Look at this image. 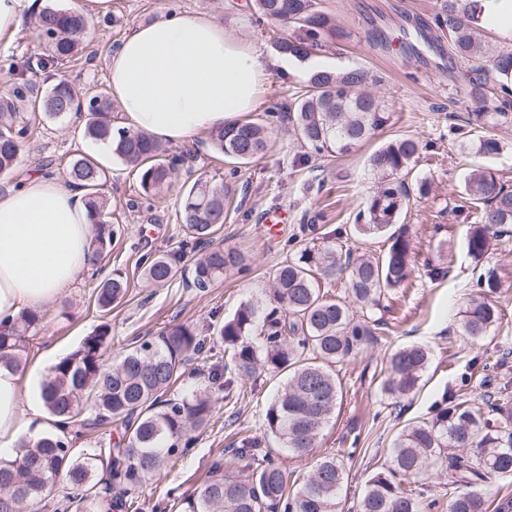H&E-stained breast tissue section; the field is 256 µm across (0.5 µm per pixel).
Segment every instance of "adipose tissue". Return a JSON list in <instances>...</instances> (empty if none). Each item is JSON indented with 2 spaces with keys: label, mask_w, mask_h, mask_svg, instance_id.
Masks as SVG:
<instances>
[{
  "label": "adipose tissue",
  "mask_w": 512,
  "mask_h": 512,
  "mask_svg": "<svg viewBox=\"0 0 512 512\" xmlns=\"http://www.w3.org/2000/svg\"><path fill=\"white\" fill-rule=\"evenodd\" d=\"M315 65L290 55L261 59L208 16L184 13L134 27L109 73L120 126L185 143L255 109L271 72ZM91 234L81 190L57 178L39 173L0 192V321L45 312L90 268ZM45 410L38 373L0 366V451L11 452L20 436H45L46 426L32 424Z\"/></svg>",
  "instance_id": "obj_1"
}]
</instances>
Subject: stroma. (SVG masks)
Instances as JSON below:
<instances>
[{"mask_svg": "<svg viewBox=\"0 0 512 512\" xmlns=\"http://www.w3.org/2000/svg\"><path fill=\"white\" fill-rule=\"evenodd\" d=\"M442 2L318 0L322 10L334 14L352 33L349 41L320 53L321 65L333 70L359 67L382 76L372 92L392 114L387 126L350 155L314 156L298 163L299 145L283 120L266 153L234 171L203 132L193 141L170 144L171 153H190L191 160L161 199L144 196L136 176L116 158L103 159L107 171L103 192L122 234L101 268L82 272L49 304L30 342L28 369H47L48 350L65 357L103 323L111 328L108 353L115 356L137 336H156L180 324L202 328L212 315L229 319L247 302L272 306V274L294 258L307 225H316L320 243H334L337 230L352 224L376 188L369 156L397 137L410 136L423 146L412 173L432 183L429 196L412 202L400 216L414 239L415 286L394 291L384 300L376 313L382 322L379 341L365 345L339 366L343 401L318 443L319 452L336 454L346 466L348 481L338 512H357L367 481L380 472L397 433L412 421L432 418L447 391L478 399L488 385L512 388V232L497 238L487 258L501 279L493 299L504 319L475 348L460 336L454 321L474 293V274L464 247L468 223L452 212L464 176L477 166L492 168L512 186V128L492 129V136L503 145L498 155L476 154L475 144L484 131L465 125L464 120L480 108H492L496 96L488 94L481 103L470 97L472 65L454 53L447 30L436 22ZM184 12L207 15L263 58L275 56L274 42L285 33L279 25L255 23L253 0H111L108 12L91 16L86 50L76 59L37 72L34 79L46 90L61 71L79 93H93L107 86L110 56L134 25ZM40 52V40L29 24L12 42H0V88L9 85L11 67ZM83 126V117L76 115L43 120L23 150L17 177L26 176L36 165L60 178L73 157L97 155L96 145L82 136ZM17 177L0 176V189L14 186ZM200 178L232 188L215 240L241 250L246 264L245 270L227 273L204 293L192 285L198 251L186 246L178 213L181 191ZM271 208L288 214L276 238L259 221L260 214ZM448 250L455 255L449 275L429 278L430 267ZM163 252L179 255L178 273L166 285L147 284L137 261ZM115 270L128 275L131 288L105 314L95 308L94 297L99 284ZM414 343L430 349L431 362L421 390L395 407L382 395L379 380L391 351ZM282 383V377L263 373L247 383L244 398L217 392L210 424L197 431L194 445L182 456L147 477L136 491L139 500L155 503L164 500L171 488L192 489L206 477L215 455L245 437L262 440L286 469L289 481L302 480L309 471L308 461L291 458L265 431L264 412Z\"/></svg>", "mask_w": 512, "mask_h": 512, "instance_id": "1", "label": "stroma"}]
</instances>
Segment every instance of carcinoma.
I'll return each instance as SVG.
<instances>
[{"instance_id":"obj_1","label":"carcinoma","mask_w":512,"mask_h":512,"mask_svg":"<svg viewBox=\"0 0 512 512\" xmlns=\"http://www.w3.org/2000/svg\"><path fill=\"white\" fill-rule=\"evenodd\" d=\"M258 21L279 24L289 35L275 43L282 54L317 56L330 46L351 38V32L317 0H253ZM473 0H444L445 19L455 53L476 63L477 77L469 82L471 97L485 98L486 74L512 70V51H490L479 38ZM88 26L80 11L59 0H46L35 19L43 54L27 60L16 73L12 90L0 96V174L19 163L31 123L41 117L62 119L85 113L84 136L110 143L112 155L134 172L143 193L162 198L174 175L188 161L172 155L164 143L144 131L118 125L119 107L102 88L80 94L69 80L59 79L40 91L27 73L44 70L57 60H70L83 50ZM381 78L351 67L310 70L307 91L288 107L293 132L305 148V157L324 154L346 156L367 142L391 119L376 97L362 90ZM499 104L491 112H471L468 123L478 128H512V95L499 90ZM280 108L271 106L256 118H245L210 131L216 152L246 164L267 150L269 134ZM422 153L421 142L397 137L369 157L378 179L350 230L355 238L387 236V248L373 255H354L338 234L336 245L299 247L295 258L276 268L272 276L271 309L253 303L241 305L227 319L212 320L206 328L217 335L229 355L223 382L228 390L260 370L285 383L265 413L267 433L280 439L296 458H313L312 473L288 494V476L262 442L243 438L228 450L240 474L224 476V454L215 456L208 476L190 492L178 496L181 512H337L346 468L335 455H313L323 426L336 409L341 384L336 364L349 359L375 340L378 330L369 313L400 288L415 285L412 276L414 245L407 227L393 229L412 199L430 193L428 179L409 185L403 180ZM67 183L84 191L93 233L89 249L101 264L111 253L120 227L110 220L109 200L101 192L105 169L92 157L79 155L66 168ZM231 189L209 181H195L179 199V217L185 235L206 250L194 267V287L209 288L225 273L244 267L245 256L235 247L212 245L224 224L225 201ZM457 210L465 211L470 225L465 239L468 256L484 263L500 228L512 225V189L505 187L490 168L470 171L464 178ZM142 276L161 286L177 274L176 260L161 254L144 261ZM344 280L348 294L360 306L357 316L344 301L321 291L320 280ZM479 294L458 313V330L478 342L501 319L489 294L500 287L497 270L479 275ZM130 280L117 271L104 280L94 303L104 312L121 302ZM42 316L22 312L0 322V365L25 366L29 340ZM211 337L193 325H179L151 339H138L109 362V327L97 326L74 352L58 360L43 382V395L56 432L32 443L22 440L14 455L0 458V512H45L50 491L62 486L53 512H143L133 492L145 477L172 462L179 447L188 448L195 432L206 426L215 407L206 391L196 389L183 397H170L184 375L189 355L208 354ZM431 361L423 345L396 349L389 357L380 391L398 405L419 388ZM92 412H87V406ZM100 430L89 448L75 444ZM448 472V512H482L479 489L493 479L512 477V394L499 387L478 404L453 393L442 398L435 417L404 427L396 438L385 471L375 475L359 500L358 512H423L427 507L424 476L437 460Z\"/></svg>"}]
</instances>
